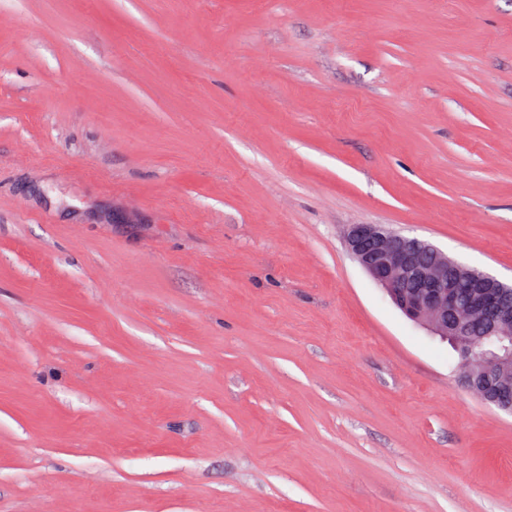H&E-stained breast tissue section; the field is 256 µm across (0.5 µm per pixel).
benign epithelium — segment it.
<instances>
[{
    "mask_svg": "<svg viewBox=\"0 0 512 512\" xmlns=\"http://www.w3.org/2000/svg\"><path fill=\"white\" fill-rule=\"evenodd\" d=\"M344 240L408 318L453 344L465 388L511 415L512 284L381 224H350ZM477 326L499 341L498 351L473 353L472 331Z\"/></svg>",
    "mask_w": 512,
    "mask_h": 512,
    "instance_id": "obj_1",
    "label": "benign epithelium"
}]
</instances>
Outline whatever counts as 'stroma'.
Wrapping results in <instances>:
<instances>
[{"instance_id":"35a3bbf8","label":"stroma","mask_w":512,"mask_h":512,"mask_svg":"<svg viewBox=\"0 0 512 512\" xmlns=\"http://www.w3.org/2000/svg\"><path fill=\"white\" fill-rule=\"evenodd\" d=\"M349 224L512 281V0H0V512H512Z\"/></svg>"}]
</instances>
